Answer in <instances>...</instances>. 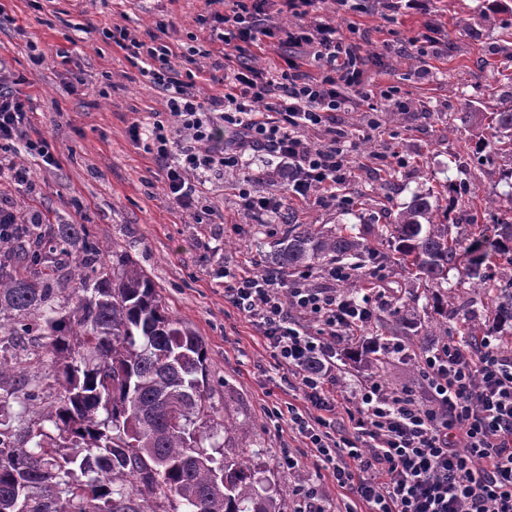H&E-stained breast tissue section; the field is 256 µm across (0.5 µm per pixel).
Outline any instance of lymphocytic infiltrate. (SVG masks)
<instances>
[{"instance_id":"obj_1","label":"lymphocytic infiltrate","mask_w":512,"mask_h":512,"mask_svg":"<svg viewBox=\"0 0 512 512\" xmlns=\"http://www.w3.org/2000/svg\"><path fill=\"white\" fill-rule=\"evenodd\" d=\"M324 2L206 0L211 19L224 27V43L238 54L263 37L308 49L320 73L306 74L292 58L281 72L243 63L225 69L223 95L204 100L175 68L176 53L163 36L145 42L124 28L105 31L165 94V110L156 113L142 144L178 207L197 209L195 174H223L246 152L261 150L284 161L287 199L350 205V196L339 189L355 147L340 115L355 102L396 101L398 92L364 81L360 46L324 19ZM283 14L291 16V24L280 22ZM12 81L0 73V151L20 141L45 163H54L48 142L30 139L26 100L6 89ZM227 128L230 141L216 144V133ZM314 128L323 129V142L308 137ZM358 274L357 267L335 264L325 269L320 288L310 285L308 274L285 281L268 270L224 284L225 301L260 328L314 408V415L306 416L289 407L288 421L347 493L345 512H356L358 501L368 512H512V355L503 354L498 337L432 345L418 366L419 392L358 381L348 395L353 430L337 433L336 348L365 344L358 331L374 316L372 295L381 282L371 271L362 298L336 292L335 283Z\"/></svg>"}]
</instances>
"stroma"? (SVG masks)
Masks as SVG:
<instances>
[{"instance_id":"stroma-1","label":"stroma","mask_w":512,"mask_h":512,"mask_svg":"<svg viewBox=\"0 0 512 512\" xmlns=\"http://www.w3.org/2000/svg\"><path fill=\"white\" fill-rule=\"evenodd\" d=\"M11 16L0 26V72L22 76L20 90L29 98L31 138H46L56 157H41L16 144L4 157L24 162L32 185L21 188L0 177V199L19 215L40 213L46 224H81L91 238L114 247L104 255L112 263L120 254L135 260L149 275L169 311L186 322L208 352L207 380L213 402L235 422L225 434L224 451L232 455L261 449L258 466L284 497V512H298L300 489L317 483L325 491L327 512H341L344 498L326 471L307 455L305 441L289 430L287 418L272 416L273 407L303 405L298 390L283 380L259 328L224 300V274L262 268L270 263L283 226L271 217L244 210L238 185L252 177L254 192L287 197L282 179L273 175L279 158L255 152L223 177L201 185V205L215 212L216 223L200 224L178 208L151 155L132 139V125L151 122L163 111L162 94L104 30L121 27L141 40L155 33L156 21L169 26V40L181 55L177 69L189 72L187 49L203 54L204 65L222 61L219 31L199 23L202 0H0ZM325 14L342 34H354L365 50L383 41L407 39L433 30L446 50L439 55L393 54L382 66H368L374 83L392 84L406 111L389 116V107L359 105L341 119L356 145L346 190L364 189L361 205L343 209L335 202L291 205L302 224L325 229L341 225L373 238L385 224L387 206L401 207L414 193L464 179L471 160L464 151L488 133L486 118L512 99V35L502 33L507 11L491 0H431L428 11H388L377 0H327ZM398 177L390 194L377 191L386 167ZM381 272L376 312L363 333L388 341L393 314L417 291L416 283L393 262H365ZM423 347L407 354L382 353L362 362L336 357L342 387L373 379L392 388L419 387L418 361ZM292 454L300 472L283 468Z\"/></svg>"}]
</instances>
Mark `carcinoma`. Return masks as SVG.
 Returning a JSON list of instances; mask_svg holds the SVG:
<instances>
[{
    "label": "carcinoma",
    "mask_w": 512,
    "mask_h": 512,
    "mask_svg": "<svg viewBox=\"0 0 512 512\" xmlns=\"http://www.w3.org/2000/svg\"><path fill=\"white\" fill-rule=\"evenodd\" d=\"M488 128L497 152L512 153V104L492 113ZM432 190L412 195L390 220L389 237L373 240L324 232L314 224H285L274 245L280 275L324 262L381 256L391 243L414 275L433 313L398 316L393 336L422 342L448 335L457 271L487 299L480 318H464L463 336L512 337V274L501 284L488 272L492 259L512 269V220L496 222L493 235L470 207L471 231L451 238L450 209H439ZM104 246L82 224H20L0 235V317L10 319L0 343V512H160L173 499L183 512H282L250 455L229 458L206 382L202 339L170 314L151 278L128 257L108 268ZM48 339L53 382L48 402L38 385L26 387L23 436L14 433L9 381L39 373L19 367L5 351Z\"/></svg>",
    "instance_id": "1"
}]
</instances>
